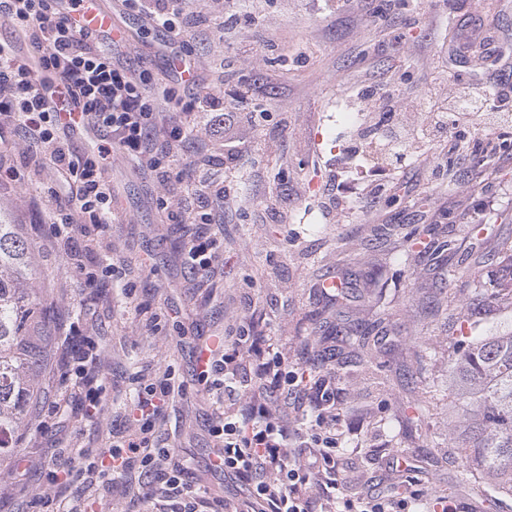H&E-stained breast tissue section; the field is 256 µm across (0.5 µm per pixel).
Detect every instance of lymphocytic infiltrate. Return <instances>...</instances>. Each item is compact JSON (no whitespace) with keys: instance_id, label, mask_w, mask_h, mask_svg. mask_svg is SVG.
Segmentation results:
<instances>
[{"instance_id":"1","label":"lymphocytic infiltrate","mask_w":512,"mask_h":512,"mask_svg":"<svg viewBox=\"0 0 512 512\" xmlns=\"http://www.w3.org/2000/svg\"><path fill=\"white\" fill-rule=\"evenodd\" d=\"M0 21L22 34L29 53L39 59L38 69H31L17 61L11 44L0 43V113L21 140L64 172L69 195L56 187L49 190L61 226L84 230L108 223L112 189L103 170L113 150L159 180L169 179L170 160L184 146L186 134L146 94L147 77H133L110 49L76 32L59 0H0ZM362 93L374 113L362 135L391 144L395 163L408 147L447 141L453 129L464 125L476 127L481 139H488L498 130L499 117L512 114V91L495 80L478 93L467 86L446 91L429 104L423 125L404 119L394 90L375 84L363 87ZM62 98L74 101L83 115L107 128L108 144L77 155L69 141H56ZM99 365L100 353L86 339L76 360L59 362L57 377L62 383L76 378L78 387L97 392ZM197 379L225 405L211 429L222 458L208 469L240 487L239 493L216 501L218 512H411L404 493L353 494L339 481L344 459L331 382L320 384L309 409L303 410L311 421L305 430L271 400V393L282 387L294 395L301 388L289 384L283 354L255 324L225 330L222 347ZM184 391L167 372L139 384L124 409L123 431L112 436L108 459L76 470L68 466L64 453L51 457L47 504H59L74 485L104 487L138 469L159 482L156 492L142 500L150 512H201L199 498L183 480L182 467L171 464L170 450L152 445L157 420Z\"/></svg>"}]
</instances>
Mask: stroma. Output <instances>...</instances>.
Here are the masks:
<instances>
[{
	"instance_id": "35a3bbf8",
	"label": "stroma",
	"mask_w": 512,
	"mask_h": 512,
	"mask_svg": "<svg viewBox=\"0 0 512 512\" xmlns=\"http://www.w3.org/2000/svg\"><path fill=\"white\" fill-rule=\"evenodd\" d=\"M105 2L124 32L114 49L118 61L172 88L177 119L209 144L204 159L185 145L176 167L190 169L194 180L223 183L225 198L201 228L222 243L223 257L209 279L183 270V242L199 228L169 220L161 202L177 200L185 183L160 184L116 151L106 172L115 195L112 222L91 232L93 254L106 257L108 267L86 285L89 254L72 257L57 247L54 217L41 203L55 172L17 144L12 163L19 177L0 189V212L34 240L30 285L50 311L54 354L71 353L81 336L101 351V410L73 419L61 432L65 442L109 447L110 424L124 411L133 376L171 372L185 393L168 406L155 438L187 465L200 497H223V482L207 469L219 408L195 379L191 340L222 335L248 316L251 301L255 324L273 337L289 370L315 364L335 376L338 422L352 438L344 477L353 491L395 486L423 500L446 498L459 512H512V494H490L480 478L463 480L461 457L448 445V346L463 334L491 336L512 323V297L477 305L471 325H459L451 310L472 302L473 283L446 281L414 248L394 261V241L382 239L390 224L454 239L446 263L472 264L481 280L496 278L502 247L512 245V128L492 137L482 164L473 161L475 134L463 126L446 145L428 149L427 163L383 161L367 175L349 176L354 188L392 181L378 202L362 197L335 214L325 206L344 169L339 148L358 145L372 118L354 89L389 83L426 101L438 92L433 75L441 66L481 86L480 72L492 69L493 58L475 63L458 49L488 15L500 51L512 53V0H452L446 19L440 0H373L370 15L350 13L336 0H182L175 22L201 60L191 89L166 67L176 43L155 24L153 0ZM205 92L261 115L243 132L232 164L208 126L183 109L191 94ZM331 278L348 295L337 305L326 296ZM381 307L390 319L375 355L341 367L322 361V337L340 326H370ZM37 381L38 404L2 480L25 460L50 453L47 406L67 389L49 368ZM152 490L149 479L134 474L109 490L76 485L71 492L85 499L87 512H127L133 498Z\"/></svg>"
}]
</instances>
